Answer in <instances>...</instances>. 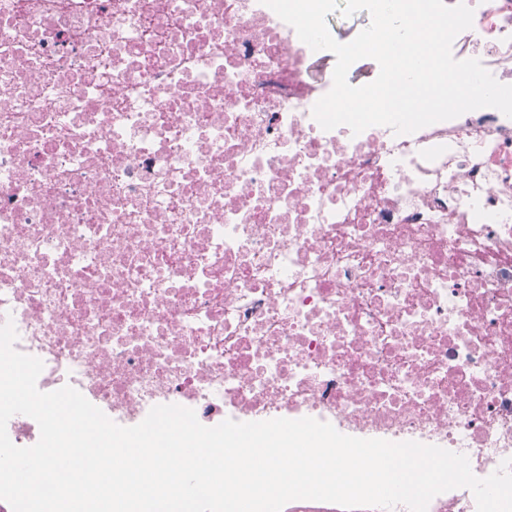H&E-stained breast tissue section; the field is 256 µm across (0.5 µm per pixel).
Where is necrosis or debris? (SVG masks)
<instances>
[{"label":"necrosis or debris","mask_w":512,"mask_h":512,"mask_svg":"<svg viewBox=\"0 0 512 512\" xmlns=\"http://www.w3.org/2000/svg\"><path fill=\"white\" fill-rule=\"evenodd\" d=\"M452 45L512 82V0ZM260 0H0V323L122 426L312 417L512 458V118L323 130Z\"/></svg>","instance_id":"obj_1"}]
</instances>
